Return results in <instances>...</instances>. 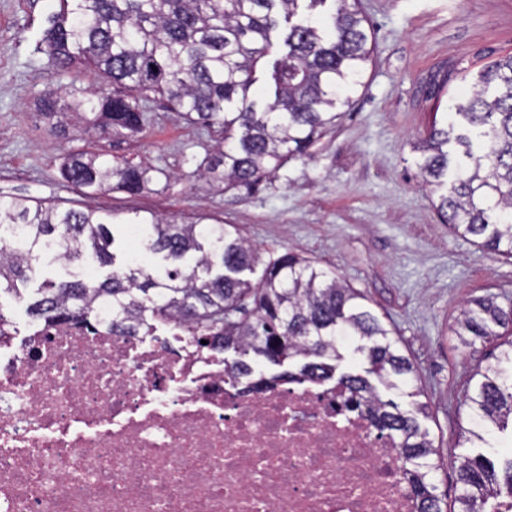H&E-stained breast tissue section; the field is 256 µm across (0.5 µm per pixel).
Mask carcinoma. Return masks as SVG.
Listing matches in <instances>:
<instances>
[{"instance_id": "obj_1", "label": "carcinoma", "mask_w": 512, "mask_h": 512, "mask_svg": "<svg viewBox=\"0 0 512 512\" xmlns=\"http://www.w3.org/2000/svg\"><path fill=\"white\" fill-rule=\"evenodd\" d=\"M288 23L283 48L273 50L272 33ZM42 43L52 64L65 70L92 67L112 88L71 85L64 95L50 89L39 111L52 118L67 112L83 117L87 129L135 137L150 123L152 96H160L187 121L218 128L223 146L191 176L230 190L271 177L287 160L305 156L352 104L372 49L358 0H60L48 19ZM274 92L265 102L249 97L260 59ZM424 182L438 194V213L454 234L482 239L481 246L512 257V56L495 60L477 75L474 90L453 105L444 126L432 127L417 145ZM163 176L147 163L101 160L87 151L67 156L61 178L90 192L137 194ZM140 244L157 258L149 270L116 269L114 245L129 227L92 209L61 208L0 196V228L17 224L21 252L0 251V295L25 304L34 320L86 321L106 303L112 330L135 334L149 320L190 324L199 339H222L239 358L234 379L253 373L245 356L275 364L301 359L296 373L249 383L261 389L278 381H324L343 359L340 336H356L354 353L369 364L362 375L340 376L351 408L396 442L403 475L417 512H444L435 475L444 460L421 428L428 405L404 411L384 400L378 386L418 397L417 369L402 354L396 331L365 304V295L331 272L285 252L262 262L234 224H214L205 213L189 219L157 215L137 218ZM57 243L69 263L92 254L108 272L101 279L48 280L29 291L31 273L45 247ZM264 264L257 282L243 277ZM454 334L465 345L509 339L496 363L477 367L465 391L479 430L466 440H484L490 428L512 422V306L494 297L474 298L457 319ZM457 512H478L512 492V457L499 481L495 464L481 453L456 466Z\"/></svg>"}]
</instances>
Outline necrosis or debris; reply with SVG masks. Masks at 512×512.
<instances>
[{"mask_svg":"<svg viewBox=\"0 0 512 512\" xmlns=\"http://www.w3.org/2000/svg\"><path fill=\"white\" fill-rule=\"evenodd\" d=\"M184 324L0 316V512H416L395 443L314 381L248 391Z\"/></svg>","mask_w":512,"mask_h":512,"instance_id":"obj_1","label":"necrosis or debris"}]
</instances>
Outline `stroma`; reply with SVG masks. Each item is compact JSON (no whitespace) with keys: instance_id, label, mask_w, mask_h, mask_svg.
I'll return each mask as SVG.
<instances>
[{"instance_id":"1","label":"stroma","mask_w":512,"mask_h":512,"mask_svg":"<svg viewBox=\"0 0 512 512\" xmlns=\"http://www.w3.org/2000/svg\"><path fill=\"white\" fill-rule=\"evenodd\" d=\"M58 0H0V195L65 207H93L124 220L152 213L204 212L235 224L262 253L293 252L360 290L393 325L418 368L429 416L422 422L446 459L435 477L453 503L452 457L478 451L493 461L512 452V432L460 444L469 424L466 382L490 363L491 344L467 346L452 331L473 298L512 305V259L453 234L423 183L414 152L434 118H447L489 62L512 55V0H360L373 35L354 105L309 155L289 160L259 186L221 190L189 173L220 135L188 124L164 101L137 140L67 133L36 108L50 89L99 85L91 68L58 71L38 47ZM147 162L170 173L137 195L77 193L59 175L67 152Z\"/></svg>"}]
</instances>
